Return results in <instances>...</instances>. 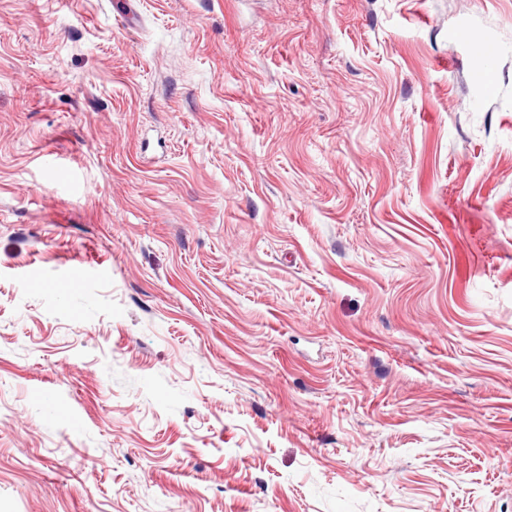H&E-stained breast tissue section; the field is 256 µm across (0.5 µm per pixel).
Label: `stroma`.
Listing matches in <instances>:
<instances>
[{
	"instance_id": "stroma-1",
	"label": "stroma",
	"mask_w": 512,
	"mask_h": 512,
	"mask_svg": "<svg viewBox=\"0 0 512 512\" xmlns=\"http://www.w3.org/2000/svg\"><path fill=\"white\" fill-rule=\"evenodd\" d=\"M114 2L0 0V512H512V0Z\"/></svg>"
}]
</instances>
